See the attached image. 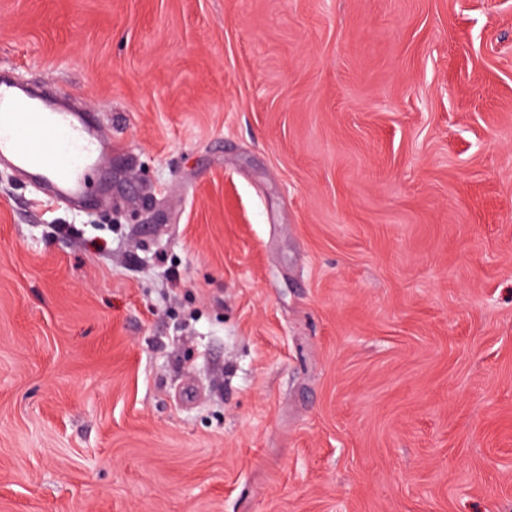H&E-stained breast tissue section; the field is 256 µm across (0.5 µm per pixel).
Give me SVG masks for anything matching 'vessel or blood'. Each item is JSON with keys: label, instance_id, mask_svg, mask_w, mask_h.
I'll return each instance as SVG.
<instances>
[{"label": "vessel or blood", "instance_id": "1", "mask_svg": "<svg viewBox=\"0 0 512 512\" xmlns=\"http://www.w3.org/2000/svg\"><path fill=\"white\" fill-rule=\"evenodd\" d=\"M104 141L90 112L68 102L49 107L0 72V165L27 177L54 202L83 206L84 172L106 160Z\"/></svg>", "mask_w": 512, "mask_h": 512}]
</instances>
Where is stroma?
Masks as SVG:
<instances>
[{
    "label": "stroma",
    "mask_w": 512,
    "mask_h": 512,
    "mask_svg": "<svg viewBox=\"0 0 512 512\" xmlns=\"http://www.w3.org/2000/svg\"><path fill=\"white\" fill-rule=\"evenodd\" d=\"M99 115L0 167V512H512V0H0ZM42 132L29 140V129ZM104 134L90 112L64 102L58 108L0 72V165L37 184L58 204L81 208L86 200V169L107 159Z\"/></svg>",
    "instance_id": "1"
}]
</instances>
